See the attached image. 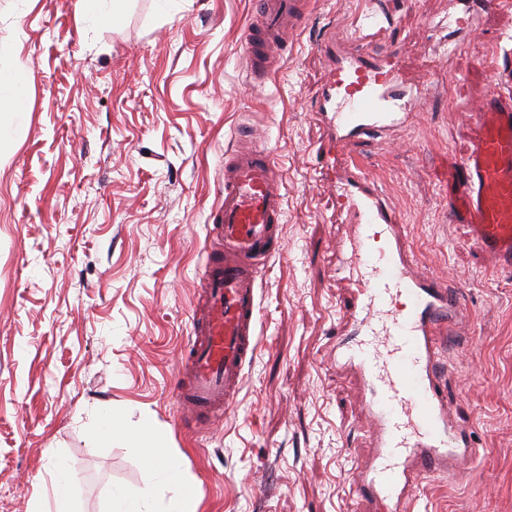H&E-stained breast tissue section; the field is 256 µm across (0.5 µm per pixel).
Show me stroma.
Masks as SVG:
<instances>
[{
  "mask_svg": "<svg viewBox=\"0 0 512 512\" xmlns=\"http://www.w3.org/2000/svg\"><path fill=\"white\" fill-rule=\"evenodd\" d=\"M77 0H0V67L27 96L0 128V512H53L51 469L76 512H109L113 488L154 489L144 458L91 434L113 410L153 421L182 460L197 512H370L351 503L372 450L356 380L331 357L342 229L316 152L320 43L378 13L379 49L427 83L419 122L360 147L365 174L406 224L416 263L443 272L469 310L442 380L471 432L462 478L426 484L414 512H512V271L448 217V167L469 144L455 98L512 70V0L451 54L456 0H321L279 73L253 82L251 0H125L119 23L79 25ZM257 129L282 174L283 249L259 283L258 349L222 417L184 414L179 385L204 257L223 202L224 157Z\"/></svg>",
  "mask_w": 512,
  "mask_h": 512,
  "instance_id": "35a3bbf8",
  "label": "stroma"
}]
</instances>
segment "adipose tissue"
Instances as JSON below:
<instances>
[{"label": "adipose tissue", "instance_id": "obj_1", "mask_svg": "<svg viewBox=\"0 0 512 512\" xmlns=\"http://www.w3.org/2000/svg\"><path fill=\"white\" fill-rule=\"evenodd\" d=\"M93 435L103 443L112 442L118 437L124 438L130 447L138 449L151 461L158 484L176 490L177 496L171 501L167 512H193L192 492L181 460L178 456L164 452L161 438L149 419H141L129 427L121 417L109 412L94 426Z\"/></svg>", "mask_w": 512, "mask_h": 512}]
</instances>
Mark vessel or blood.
Listing matches in <instances>:
<instances>
[{
  "mask_svg": "<svg viewBox=\"0 0 512 512\" xmlns=\"http://www.w3.org/2000/svg\"><path fill=\"white\" fill-rule=\"evenodd\" d=\"M312 0H255L245 56L256 81L276 73L282 56L269 47L301 29ZM380 19L359 16L322 49L331 64L315 117L324 128V166L336 170V204L349 231L336 263L345 284L347 334L336 342V365L361 390L373 452L352 484L355 500L374 512H411L428 479L461 470L472 454L440 382L447 331L468 312L446 279L420 269L389 202L361 171L355 150L387 139L416 120L399 80L401 47L378 54ZM493 91L468 103L469 147L448 196L451 223L467 239L512 268V93L499 90L505 71L488 66ZM224 158V201L216 235L221 251L207 252L203 305L191 319L178 393L184 408L218 416L232 404L254 359L259 319L257 270L283 247L285 197L271 153L248 128Z\"/></svg>",
  "mask_w": 512,
  "mask_h": 512,
  "instance_id": "b4317fda",
  "label": "vessel or blood"
}]
</instances>
